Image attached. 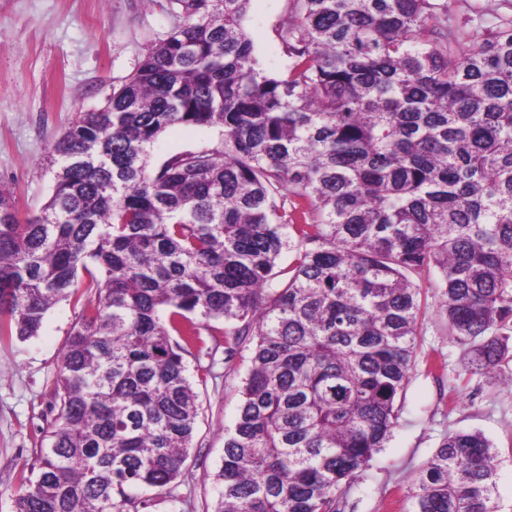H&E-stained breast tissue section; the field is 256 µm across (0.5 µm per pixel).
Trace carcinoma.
<instances>
[{"label": "carcinoma", "mask_w": 512, "mask_h": 512, "mask_svg": "<svg viewBox=\"0 0 512 512\" xmlns=\"http://www.w3.org/2000/svg\"><path fill=\"white\" fill-rule=\"evenodd\" d=\"M250 2L170 0L180 22L55 141L42 211L22 219L0 190V337L78 309L14 512H176L210 375L185 356L219 336L226 364L252 348L213 512H339L397 424L414 277L437 271L471 370L506 354L512 17L454 54L448 0H297L272 76ZM177 125L224 141L152 166ZM496 458L479 432L448 435L414 475L415 512H497Z\"/></svg>", "instance_id": "carcinoma-1"}]
</instances>
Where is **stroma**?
I'll list each match as a JSON object with an SVG mask.
<instances>
[{
    "mask_svg": "<svg viewBox=\"0 0 512 512\" xmlns=\"http://www.w3.org/2000/svg\"><path fill=\"white\" fill-rule=\"evenodd\" d=\"M296 0H251L244 28L258 66L286 73L283 42ZM453 47L480 43L512 0H449ZM170 0H0V189L20 216L48 202L57 169L52 147L76 113L102 107L148 48L176 25ZM223 139L221 129L172 127L152 149L153 164ZM426 298L416 336L417 359L397 399L390 440L358 473L339 502L340 512H413V476L448 434L478 431L497 452L498 512H512V339L492 372L469 374L468 347L457 343L440 308L437 273L420 279ZM75 322L72 303L47 313L38 335L0 341V512H13L19 476L30 468L53 418L58 364ZM249 350L232 363L216 354L214 379L200 390V417L189 458L178 479L180 512H212V475L224 456V433L238 415Z\"/></svg>",
    "mask_w": 512,
    "mask_h": 512,
    "instance_id": "stroma-1",
    "label": "stroma"
}]
</instances>
